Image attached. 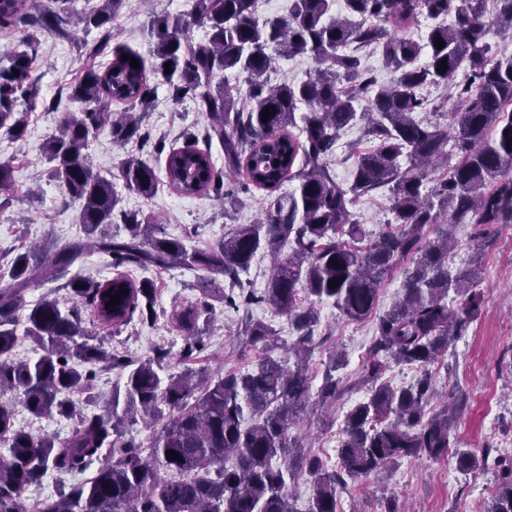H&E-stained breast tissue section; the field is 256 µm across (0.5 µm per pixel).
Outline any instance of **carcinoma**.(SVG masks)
<instances>
[{
	"label": "carcinoma",
	"instance_id": "obj_1",
	"mask_svg": "<svg viewBox=\"0 0 512 512\" xmlns=\"http://www.w3.org/2000/svg\"><path fill=\"white\" fill-rule=\"evenodd\" d=\"M75 2L0 0V30L22 25L68 38ZM124 4L100 0L80 23L87 32L102 28ZM332 6L333 0H293L287 14L263 17L258 0H194L189 13L152 16L150 62L126 45L111 48L105 41L96 53L111 54L108 63L88 65L68 87L79 108L63 113L58 133L46 142L45 176L65 201L79 203L89 246L113 266L202 273V298L174 313L185 332L183 360H194L205 347L197 323L216 301L236 310L265 304L286 315L298 332L288 346L295 362L291 367L272 356L278 348L272 326L247 320L243 335L266 351L255 368L217 376L187 368L164 382L159 372L167 367V352L132 362L84 326L87 311L116 329L137 312L154 318L151 280L74 277L67 290L75 304L63 307L48 298L29 303L26 291L66 276L85 245L49 241L16 252L0 264V393H18L36 418L75 415L77 421L63 439L35 436L17 424L14 405L0 402V447L6 449L0 453V512H295L289 488L302 474L312 482L307 512H338L337 492L347 480L404 458L450 454L463 471L486 463L488 449L463 448L456 436L464 394L453 397L450 409L430 415L426 407L434 396L431 365L483 303L468 274L448 268L453 227L512 224V0H493L491 12L486 0H345L346 17L332 14ZM421 16L431 25L415 39L409 29ZM193 26L205 29L203 42L189 40ZM492 27L502 39L495 50L484 41ZM368 47L380 51L394 73L390 84L377 85L362 66L359 52ZM292 54L309 55L313 72L301 82L270 85L272 64ZM132 58L138 67H131ZM8 60L0 64V134L19 140L26 124L17 107L38 95L34 50H16ZM443 61L447 69L440 73ZM227 73L243 78L245 87L226 84ZM459 73L462 104L450 136L419 117L428 107L422 91L446 86ZM152 76L169 87L174 102L192 100L209 121V137L224 148L221 171L193 143L171 150L165 166L171 186L222 202L253 188L273 196L255 223L235 225L207 249L189 250L149 216L122 210L114 180L147 198L157 189L146 160L129 153L106 177L86 153L104 130L114 144H147L144 113L114 112L110 105L148 107ZM265 108L270 117L263 122ZM358 120L367 122L377 144L356 154L352 182L344 185L329 161L341 130ZM454 154L458 161L448 174L433 176L439 161ZM291 181L295 188L281 191ZM381 187L391 193L392 220L365 246L350 244L363 236L352 221L357 198ZM118 220L123 236L110 231ZM261 251L273 257L274 268L258 292L240 273ZM407 259L401 298L374 315L387 275ZM218 275L230 279L231 288L215 287ZM330 280L339 286L328 287ZM451 293L460 298L456 310L448 306ZM115 295L119 302L113 304ZM323 303L352 322L376 317L358 381L370 396L347 412L334 468L303 451L289 433L309 400L315 305ZM20 334L34 345L36 358H12ZM392 361L415 368L414 382L398 387L384 379ZM344 364L340 355L324 372L322 401L342 392L333 372ZM103 368L121 371L123 382L102 413L77 414L72 396L97 398L94 380ZM140 412L154 428L146 444L124 432ZM98 459L90 477L34 509L26 504L23 493L41 484L48 470L83 473ZM482 512H512V459L501 460Z\"/></svg>",
	"mask_w": 512,
	"mask_h": 512
}]
</instances>
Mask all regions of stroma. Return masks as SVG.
<instances>
[{"label": "stroma", "mask_w": 512, "mask_h": 512, "mask_svg": "<svg viewBox=\"0 0 512 512\" xmlns=\"http://www.w3.org/2000/svg\"><path fill=\"white\" fill-rule=\"evenodd\" d=\"M148 15L147 0H127L121 15L104 32H84L82 24L75 21L69 26L71 36L67 39L28 27L0 32V54L8 53L27 37L34 36L39 41L34 60L39 95L35 110L26 116L25 135L14 141L0 134V161H11L14 167V192L9 205L0 210V263L22 245L84 240L77 222V205L63 201L56 183L38 177L43 147L48 137L57 133L62 114L73 110L67 88L80 75L87 56L104 34H113L117 43L140 54L148 53L144 34ZM144 127L150 134L151 146L143 148L133 143L127 150L147 160L157 174H164L166 156L153 152V143H163L166 149L180 148L190 136L198 148L209 150L215 168L223 169L222 147L205 139L206 118L196 112L192 102L173 103L167 86H157ZM36 185L41 188V200L32 205L25 192ZM121 196L125 210L153 215L168 233L183 237L190 248L205 247L229 229L217 201L204 195L182 194L165 181L160 182L152 198L127 190ZM353 218L365 233H379L391 218L388 190L381 188L362 196L353 208ZM456 240L448 266L454 271L471 270L473 285L483 294L485 304L478 318L452 341L435 365L437 394L432 406L441 408L451 402L453 394L465 393L467 405L457 420V436L463 447L489 449L492 462L463 473L451 457L407 458L395 467L348 481L338 492L341 512H382L386 497L393 494L399 498L401 512H470L475 501L488 496L495 478L493 461L512 457V224L496 226L488 233L482 227L464 224L457 229ZM120 273L154 281L157 319L152 322L136 317L117 329L99 325L95 328L97 335L133 360L163 349L170 371H181L184 333L171 315L180 306L200 298L197 272L180 267L146 272L131 265L117 269L109 256L90 248L70 267L68 275L102 282ZM317 312L315 347L308 363L312 395L291 432L333 468L338 462L337 444L345 415L367 397V389L359 385L358 379L374 335V322L348 321L328 305L318 306ZM245 315L275 326L279 342H292L294 332L287 317L271 307L255 305L244 314L219 303L212 313L214 327L207 338V348L195 360V367L217 374L256 366L257 352L238 334ZM339 351L346 358L342 371L345 389L336 401L325 404L317 395L322 371Z\"/></svg>", "instance_id": "stroma-1"}]
</instances>
